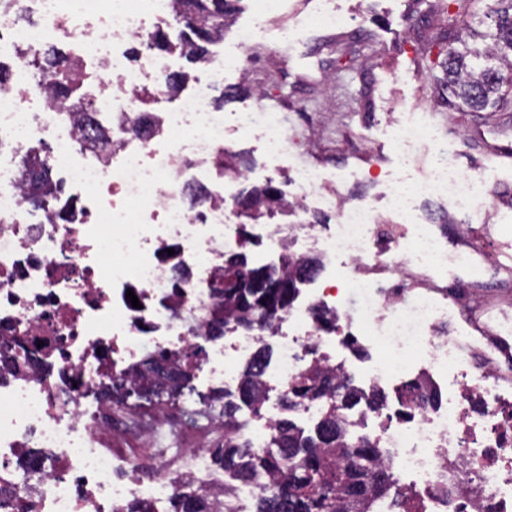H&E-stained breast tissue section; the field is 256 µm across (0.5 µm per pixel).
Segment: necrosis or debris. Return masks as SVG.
<instances>
[{"instance_id": "obj_1", "label": "necrosis or debris", "mask_w": 512, "mask_h": 512, "mask_svg": "<svg viewBox=\"0 0 512 512\" xmlns=\"http://www.w3.org/2000/svg\"><path fill=\"white\" fill-rule=\"evenodd\" d=\"M32 2L30 23L0 8V62L13 74L0 85V342L29 361L23 374L0 376V512H122L132 499L164 512L173 484L137 478L131 461L97 447L87 393L146 345L196 352L197 370L229 385L221 358L250 361L266 336L277 348L263 369L268 387L287 388L318 360L361 390L415 383L432 393L411 413L398 401L348 413L352 440L380 449L420 512H512V323L477 321L461 339L459 315L431 287L449 264L474 274L489 258L449 251L421 214L430 198L477 210L483 180L432 142L427 179L388 192L390 210L413 227L398 250L379 245L390 227L368 204L347 203L321 169H293L292 205L335 214L319 250L345 262L305 279L269 335L236 331L218 346L207 330L214 274L241 239L226 214L237 191L213 166L226 149L224 116L209 106L213 81L158 94L159 109L143 111L141 89L160 86L172 66L148 47L172 24L169 0ZM52 42L70 49L96 112L111 119L109 154L82 145L76 121L32 78L29 55ZM237 126L260 132L270 161L287 155L278 113L242 112ZM43 143L53 146L59 187L48 211L26 200L18 173L19 159ZM175 264L187 273L176 298ZM320 309L335 313V332L321 329ZM361 341L375 352L366 363L352 350ZM33 448L34 475L23 467Z\"/></svg>"}]
</instances>
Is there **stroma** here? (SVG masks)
<instances>
[{
    "instance_id": "obj_1",
    "label": "stroma",
    "mask_w": 512,
    "mask_h": 512,
    "mask_svg": "<svg viewBox=\"0 0 512 512\" xmlns=\"http://www.w3.org/2000/svg\"><path fill=\"white\" fill-rule=\"evenodd\" d=\"M320 0H279L273 13L260 12L259 0H242L233 27L224 31L222 44L211 45L214 55L233 58L223 84L214 95H225L223 113L273 107L288 116V164L315 165L329 179L345 180L348 202L371 203L380 223H396L385 193L392 179L425 180L429 156L419 150L413 161L401 165L390 139L394 122L426 118L441 143L449 144L455 160L477 171L485 182L488 224L451 203L426 200L428 221L447 220L449 233L466 230L467 239L484 244L493 253L512 247V164L496 165L499 152L512 153V106L497 112L474 114L448 109L436 90L422 53L432 42L447 38L456 43L461 26L449 25L447 14L420 0H330L332 8L352 16L344 33L302 29L294 42L277 35L291 15L304 14ZM254 27L258 37L247 48L236 45V31ZM470 302L495 313L512 316V276L498 269L468 279ZM238 391L193 373L183 397L164 407L136 399L107 407L97 392L86 398L87 419L99 424L112 420L134 427L128 434H98L100 447L114 458L134 457L141 475L153 477L157 448H212L224 432L225 402Z\"/></svg>"
}]
</instances>
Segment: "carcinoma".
Instances as JSON below:
<instances>
[{
	"instance_id": "carcinoma-1",
	"label": "carcinoma",
	"mask_w": 512,
	"mask_h": 512,
	"mask_svg": "<svg viewBox=\"0 0 512 512\" xmlns=\"http://www.w3.org/2000/svg\"><path fill=\"white\" fill-rule=\"evenodd\" d=\"M241 0H170L175 19L182 25L180 38L174 40L165 31L156 32L150 48L172 53L184 50L183 57L198 63L207 60L208 45L224 32ZM469 20L464 22L465 38L460 46L444 52L433 66L438 90H450L457 104L469 112H484L501 102V67H512V0H461ZM484 43L485 54L499 62L497 66L477 68L471 63L473 49L469 40ZM32 72L49 81L55 99L65 101L82 115L86 132L98 142L108 140L107 126L92 104L80 93L84 79L62 52L47 48L29 62ZM225 175H239L244 160L237 155L215 161ZM50 166L47 160L22 161V177L28 193L39 207L52 198L49 189ZM251 212L250 221L258 224L276 212L289 208L280 187L272 182L238 192ZM313 258L296 259L286 254L279 269L257 265L241 252L224 253L221 267L224 287L213 289L217 297L210 321L211 337L223 335L224 326L239 331L264 332L275 318L287 313L302 282L304 268H316ZM267 362L265 350L256 353L243 374L238 395L242 403L257 414L266 400L260 381V368ZM194 370L189 354L155 352L126 375L100 380L96 390L105 398L120 390L180 395L188 388ZM285 409L296 411L316 402L321 415L314 433L305 434L294 420L276 422L271 446L277 453L260 452L238 438L242 430L236 413L238 405L224 403V444L211 449L224 472L236 481L259 486L254 512H378L386 503L390 512H414L413 498L395 490V481L378 449L349 443L346 413L362 401L380 408L382 397L369 396L349 383L337 382L336 372L318 362L305 367L282 395ZM169 512H226L224 496L200 484L183 482L170 499Z\"/></svg>"
}]
</instances>
